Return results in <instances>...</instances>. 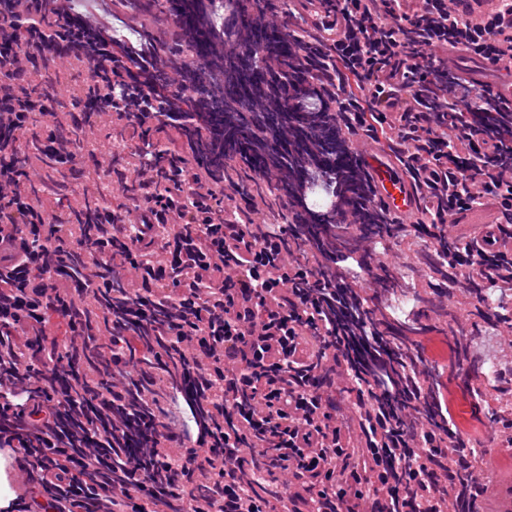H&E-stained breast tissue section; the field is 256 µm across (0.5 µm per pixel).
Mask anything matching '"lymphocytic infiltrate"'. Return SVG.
Wrapping results in <instances>:
<instances>
[{"instance_id":"obj_1","label":"lymphocytic infiltrate","mask_w":512,"mask_h":512,"mask_svg":"<svg viewBox=\"0 0 512 512\" xmlns=\"http://www.w3.org/2000/svg\"><path fill=\"white\" fill-rule=\"evenodd\" d=\"M207 41L234 55L253 10L281 0H180ZM343 34L309 21L276 102L309 133L345 143L391 132V155L418 192L417 219L376 210L371 175L302 154L268 212L261 182L214 175L222 154L206 111L183 122L168 159L153 133L175 121L186 85L224 91V73L188 59L179 13L155 0H0V224L18 228L0 265V458L26 474L0 512H440L469 439L448 413L449 377L421 341L427 303L403 242L420 245L449 282H479L512 322V101L475 93L448 69L451 45L499 53L502 14L471 24L456 0H324ZM93 61L88 90L123 118L145 177L126 210L88 238L45 234L55 214L7 193L23 172L17 137L31 115L42 152L74 171L49 99L26 69ZM481 207L504 249H482L481 225L453 215ZM369 286L365 297L356 288ZM99 294L113 324L97 341L82 297ZM70 329L43 338L47 312Z\"/></svg>"}]
</instances>
